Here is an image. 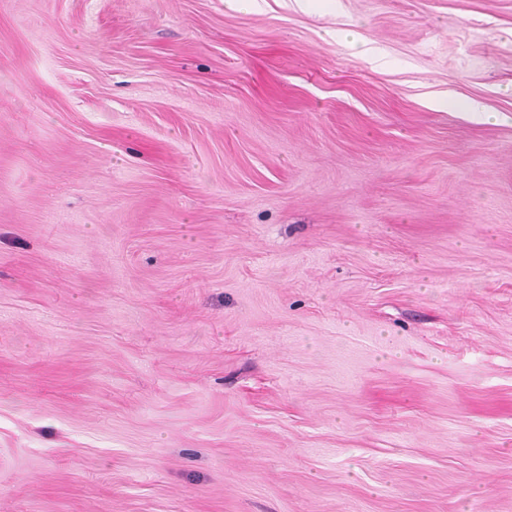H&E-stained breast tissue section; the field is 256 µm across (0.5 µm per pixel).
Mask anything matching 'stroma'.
I'll return each instance as SVG.
<instances>
[{
    "mask_svg": "<svg viewBox=\"0 0 512 512\" xmlns=\"http://www.w3.org/2000/svg\"><path fill=\"white\" fill-rule=\"evenodd\" d=\"M0 512H512V0H0Z\"/></svg>",
    "mask_w": 512,
    "mask_h": 512,
    "instance_id": "stroma-1",
    "label": "stroma"
}]
</instances>
